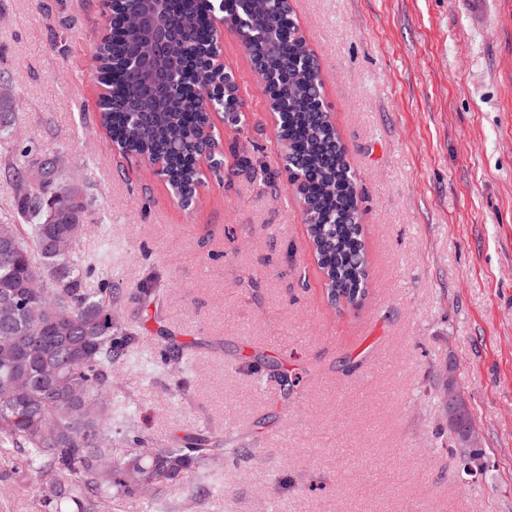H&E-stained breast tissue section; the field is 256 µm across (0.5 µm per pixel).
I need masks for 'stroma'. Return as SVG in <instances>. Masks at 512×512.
<instances>
[{"mask_svg":"<svg viewBox=\"0 0 512 512\" xmlns=\"http://www.w3.org/2000/svg\"><path fill=\"white\" fill-rule=\"evenodd\" d=\"M292 6L358 182L356 307L327 297L234 33L224 61L246 120L216 118L224 164L185 208L99 122L108 0H0V78L23 104L12 137L67 157L64 179L95 200L75 251L111 247L126 322L153 317L135 362L116 365L113 404L151 447L196 430L235 454L222 494L202 469L155 512H512V0H494L489 29L455 0ZM300 368L289 387L282 370ZM452 379L480 435L470 475L446 417ZM20 456H0V512H42L46 483L16 473Z\"/></svg>","mask_w":512,"mask_h":512,"instance_id":"35a3bbf8","label":"stroma"}]
</instances>
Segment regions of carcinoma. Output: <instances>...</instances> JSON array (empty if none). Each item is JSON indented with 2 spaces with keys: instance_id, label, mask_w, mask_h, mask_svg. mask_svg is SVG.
Instances as JSON below:
<instances>
[{
  "instance_id": "obj_1",
  "label": "carcinoma",
  "mask_w": 512,
  "mask_h": 512,
  "mask_svg": "<svg viewBox=\"0 0 512 512\" xmlns=\"http://www.w3.org/2000/svg\"><path fill=\"white\" fill-rule=\"evenodd\" d=\"M261 38L246 48L265 74L270 106L288 113L277 127L287 141L300 194L313 206L305 217L318 266L332 272L336 296L366 291L367 258L359 223L357 181L341 139L325 115L319 65L305 39L288 26V0H227ZM148 0H111L109 34L98 47L100 79L107 95L101 120L125 152L159 159L178 195L192 197L198 177L199 135L206 99L221 91L223 76L208 70L220 13L214 0H158L151 5L171 24L187 16L195 25L171 50L175 80L160 101L139 94L140 74L131 64L150 47L127 28L128 16ZM19 102L0 112V171L17 200L18 224H0L14 241L0 251V453L23 449L20 467L54 484L44 512H101L104 504L150 487L144 512L164 485L184 483L201 465L224 476L231 456L223 444L187 432L174 448H151L133 425L124 448H112L114 362L136 332L112 295V284L95 279L99 257L77 256L72 240L93 206L83 187L58 175L33 187L29 167L49 165L34 145L12 138Z\"/></svg>"
}]
</instances>
